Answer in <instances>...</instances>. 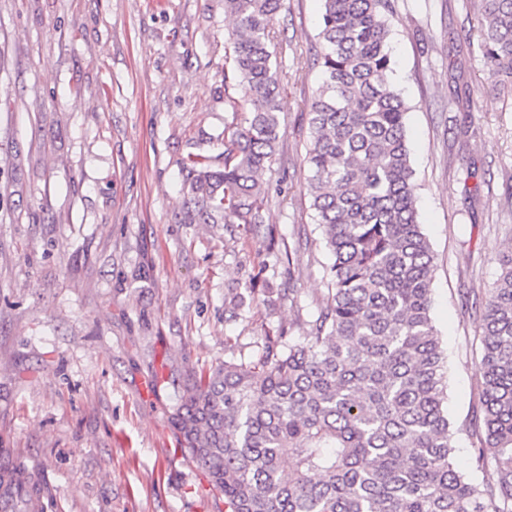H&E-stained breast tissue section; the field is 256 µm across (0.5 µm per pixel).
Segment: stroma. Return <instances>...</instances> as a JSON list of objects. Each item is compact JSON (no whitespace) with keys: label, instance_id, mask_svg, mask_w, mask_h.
I'll list each match as a JSON object with an SVG mask.
<instances>
[{"label":"stroma","instance_id":"1","mask_svg":"<svg viewBox=\"0 0 512 512\" xmlns=\"http://www.w3.org/2000/svg\"><path fill=\"white\" fill-rule=\"evenodd\" d=\"M322 4L284 0L272 26L287 85L266 219L293 265L272 280L274 307L230 321L224 293L266 243L202 223L182 166L195 153L224 168V98L239 94L224 87V0H0V448L43 476L44 512H224L181 448L171 377L223 361L229 340L249 354L299 335L327 292L302 189ZM394 5L431 316L461 423L481 391L476 305L512 243V98L466 40L477 8Z\"/></svg>","mask_w":512,"mask_h":512}]
</instances>
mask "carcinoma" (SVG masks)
<instances>
[{
	"label": "carcinoma",
	"mask_w": 512,
	"mask_h": 512,
	"mask_svg": "<svg viewBox=\"0 0 512 512\" xmlns=\"http://www.w3.org/2000/svg\"><path fill=\"white\" fill-rule=\"evenodd\" d=\"M282 0H224L234 19L224 65L241 91L227 97L224 171L189 154L200 219L215 216L268 239L257 274L224 293L244 295L282 258L266 220L280 143L271 26ZM321 84L309 105L304 189L333 258L327 296L302 334L186 371L173 412L181 446L224 493L226 512H512V247L486 294L475 364L480 407L448 418L445 357L431 318L434 256L417 220L407 107L393 81L391 0H323ZM479 47L512 87V0H480ZM476 439V482L454 456L457 434ZM46 483L0 448V500L35 512Z\"/></svg>",
	"instance_id": "carcinoma-1"
}]
</instances>
